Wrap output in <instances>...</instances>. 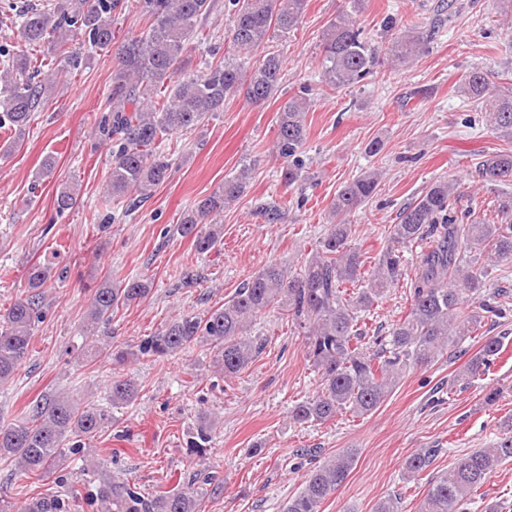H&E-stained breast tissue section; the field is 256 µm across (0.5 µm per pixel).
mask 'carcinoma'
<instances>
[{
	"label": "carcinoma",
	"instance_id": "cac0c4a2",
	"mask_svg": "<svg viewBox=\"0 0 512 512\" xmlns=\"http://www.w3.org/2000/svg\"><path fill=\"white\" fill-rule=\"evenodd\" d=\"M122 5L147 20L141 35L121 47L112 71L109 112L96 133L112 142V167L107 188L120 202L135 194L147 198L169 175L168 156L161 145L168 137L197 128L239 93L252 105H261L278 88L283 69L272 50L251 65L246 61L270 40L272 28L285 33L298 22L307 0H230L227 30L230 46L224 58L203 70H188L193 43L201 40L198 22L208 13L210 0H54L48 10H31L18 18L25 48L0 58V128L26 133L44 98L62 84L66 66L76 60L67 44L82 35L93 49L112 45V11ZM385 48L371 43L347 16L329 23L322 36L320 82L336 91L350 87L374 72L381 59L402 64L418 55L427 38L416 26L390 16ZM49 44L59 58L50 75L33 65L29 49ZM462 93L485 105V118L503 137H512V95L492 88L480 68L466 71ZM311 103L291 97L278 112L275 150L281 162V181L292 185L301 174L300 150L307 135L306 115ZM252 168L240 164L224 183L186 210L177 225L182 237L194 239L196 250H212L222 234L218 217L239 200L250 182ZM482 182L492 186L512 178V150L488 156L479 165ZM380 175L365 173L346 183L331 200L333 224L319 238L316 250L293 270L269 262L238 288L234 297L206 313H183L144 338L138 352L164 358L185 353L203 342L211 346L213 367L226 379L247 368L260 354L262 339L252 334L257 316L270 309L288 313L305 336L307 357L320 379L316 394L296 403L288 412L294 423L323 424L350 412L357 417L376 412L401 380L418 367L467 353L464 344L480 337L481 346L459 370L472 379L486 373L506 350V335H490L486 325L506 314L498 293L486 292L488 267L512 261V224H466L467 214L456 213L454 187L445 178L430 182L408 202L391 225L387 245L378 261L366 267L359 248L349 242L348 217L376 192ZM79 200L78 184L57 188L54 206L59 213ZM283 206L258 202L255 210L268 224L280 220ZM414 268L408 275V268ZM52 270L32 264L26 289L0 315V385L10 381L27 359L36 323L41 319ZM405 284L410 307L407 315L387 331L369 333L360 325L389 289ZM147 277L102 282L95 289L85 330L112 321L120 308L146 297ZM98 356L123 365L131 352L110 344ZM139 384L132 378L110 379L105 402H83L59 394L31 403L22 420L0 424V463H8L28 478L42 477L57 467L67 448H80L112 423V409L134 402ZM215 421L199 414L188 442L190 452L206 453ZM308 452L319 459L301 490L288 498L283 512H320L322 502L348 479L358 451L344 448L325 456L319 448ZM422 448L404 463L406 478L425 471L440 454ZM512 462V435L490 448L461 455L447 471L433 477L418 512H467L472 498L501 466ZM82 471L96 475L87 494L101 512H202L206 495L220 490L207 474L196 473L182 485L145 494L139 487L110 476L93 461ZM80 491L65 500L34 497L22 512H72Z\"/></svg>",
	"mask_w": 512,
	"mask_h": 512
}]
</instances>
